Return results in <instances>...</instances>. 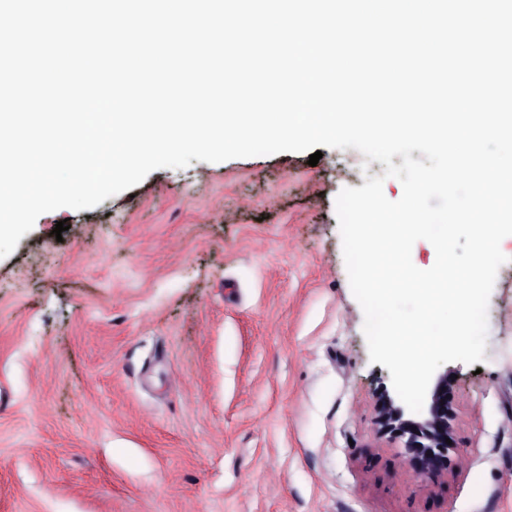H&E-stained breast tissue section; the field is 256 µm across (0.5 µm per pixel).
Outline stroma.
<instances>
[{"label": "stroma", "mask_w": 512, "mask_h": 512, "mask_svg": "<svg viewBox=\"0 0 512 512\" xmlns=\"http://www.w3.org/2000/svg\"><path fill=\"white\" fill-rule=\"evenodd\" d=\"M308 159L156 169L0 258V512H512V240L484 361L447 365L452 470L421 484L376 432L392 381L335 209L402 185L352 148Z\"/></svg>", "instance_id": "stroma-1"}]
</instances>
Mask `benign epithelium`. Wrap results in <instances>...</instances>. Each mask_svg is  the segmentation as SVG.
<instances>
[{
	"instance_id": "1",
	"label": "benign epithelium",
	"mask_w": 512,
	"mask_h": 512,
	"mask_svg": "<svg viewBox=\"0 0 512 512\" xmlns=\"http://www.w3.org/2000/svg\"><path fill=\"white\" fill-rule=\"evenodd\" d=\"M455 412L448 399V373L439 375L423 410L405 417L403 409L388 398L380 400L376 424L381 433L403 442L408 464L417 479L433 482L451 471L450 452L445 442L453 430Z\"/></svg>"
}]
</instances>
